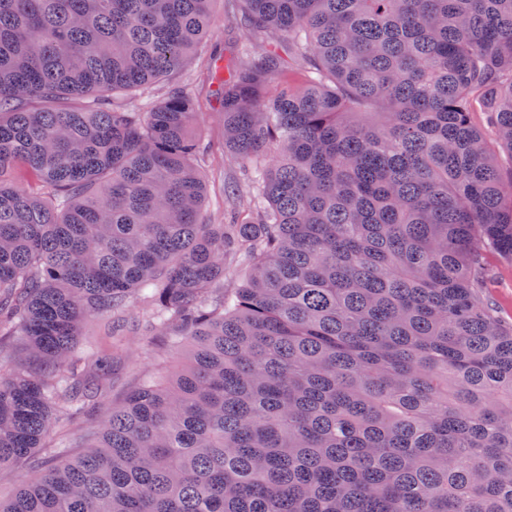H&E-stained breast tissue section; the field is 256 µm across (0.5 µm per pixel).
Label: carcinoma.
Wrapping results in <instances>:
<instances>
[{"label":"carcinoma","mask_w":512,"mask_h":512,"mask_svg":"<svg viewBox=\"0 0 512 512\" xmlns=\"http://www.w3.org/2000/svg\"><path fill=\"white\" fill-rule=\"evenodd\" d=\"M213 2L0 0V466L90 422L0 512H512V325L481 264L512 260V0H227L288 57L209 63L253 189L225 225L197 93L114 108ZM135 303L189 353L112 406V355L75 341Z\"/></svg>","instance_id":"obj_1"}]
</instances>
